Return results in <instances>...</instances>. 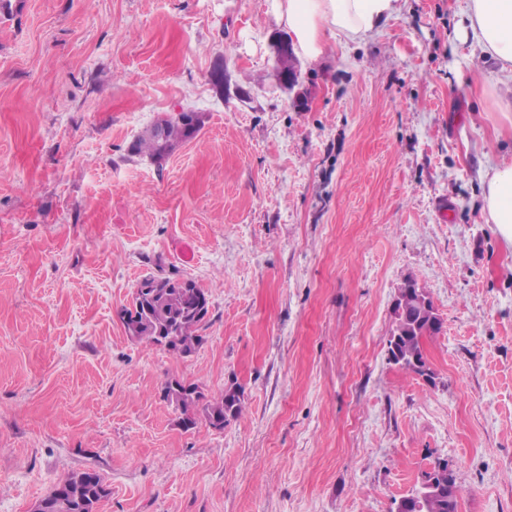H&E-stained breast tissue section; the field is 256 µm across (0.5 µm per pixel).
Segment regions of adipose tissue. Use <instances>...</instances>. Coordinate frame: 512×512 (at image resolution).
<instances>
[{"label":"adipose tissue","instance_id":"ef3b65f1","mask_svg":"<svg viewBox=\"0 0 512 512\" xmlns=\"http://www.w3.org/2000/svg\"><path fill=\"white\" fill-rule=\"evenodd\" d=\"M277 20L285 24L297 51L316 59L323 38L349 40L373 35L400 11V0H273ZM461 41L473 42L500 64L502 82H512V0H469ZM482 217L512 245V161L489 163L482 172Z\"/></svg>","mask_w":512,"mask_h":512}]
</instances>
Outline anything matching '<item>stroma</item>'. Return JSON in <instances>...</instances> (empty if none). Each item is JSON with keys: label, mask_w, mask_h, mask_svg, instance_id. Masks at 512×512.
<instances>
[{"label": "stroma", "mask_w": 512, "mask_h": 512, "mask_svg": "<svg viewBox=\"0 0 512 512\" xmlns=\"http://www.w3.org/2000/svg\"><path fill=\"white\" fill-rule=\"evenodd\" d=\"M0 10V512L98 473V512H393L436 459L458 512H512V246L481 173L512 156L468 0L274 71L273 0H8ZM224 64V87L211 73ZM204 124L167 158L157 119ZM149 274L209 295L181 358L117 312ZM443 330L389 362L398 287ZM244 390L184 430L166 381ZM164 128V141L157 140L148 130L140 136L132 146L135 154H145L151 159H162L168 156L179 144L188 140V132L183 122L168 120L164 126L155 125L154 133L161 135Z\"/></svg>", "instance_id": "1"}]
</instances>
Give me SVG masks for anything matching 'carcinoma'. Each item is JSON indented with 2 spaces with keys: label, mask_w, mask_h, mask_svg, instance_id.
<instances>
[{
  "label": "carcinoma",
  "mask_w": 512,
  "mask_h": 512,
  "mask_svg": "<svg viewBox=\"0 0 512 512\" xmlns=\"http://www.w3.org/2000/svg\"><path fill=\"white\" fill-rule=\"evenodd\" d=\"M187 140L186 125L169 120L164 125V140L159 141L146 132L133 144L132 151L152 159H162ZM421 297L427 299L429 295L412 280L405 281L398 288L390 331V336L397 337V341L388 347L394 364L418 376L422 372L412 362V357L423 358V332L435 335L442 329V322L434 313L433 302H428L425 309L419 305ZM208 313V292L195 281L154 276L143 278L132 295L131 303L119 311L126 325L136 326L137 341L161 346V337L169 336L168 351L180 357L192 355L203 344L204 336L200 331L206 327ZM163 398L186 417L185 428L188 430L197 428L200 423L221 430L229 419L239 417L243 411V391L238 386L225 389L221 398L205 403L204 396L189 389V385L171 379L163 387ZM426 477L440 487L439 500L430 512H456L457 504L448 503V462L436 461ZM107 495L101 476L85 471L58 484L38 506L41 512H96L98 504Z\"/></svg>",
  "instance_id": "carcinoma-1"
}]
</instances>
